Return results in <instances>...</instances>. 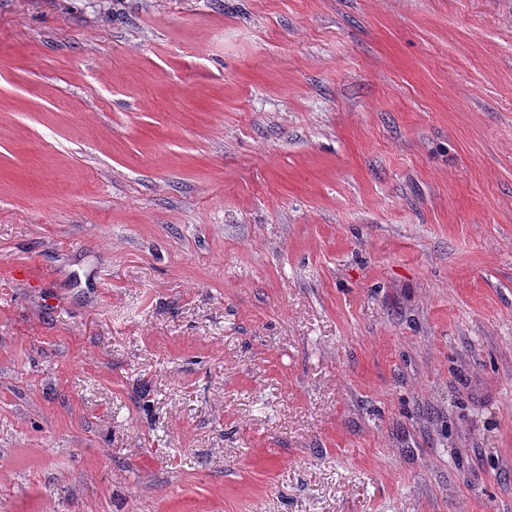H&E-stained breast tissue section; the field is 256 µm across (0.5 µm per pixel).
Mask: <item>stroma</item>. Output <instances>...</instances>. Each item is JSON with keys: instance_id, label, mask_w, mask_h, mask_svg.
<instances>
[{"instance_id": "stroma-1", "label": "stroma", "mask_w": 512, "mask_h": 512, "mask_svg": "<svg viewBox=\"0 0 512 512\" xmlns=\"http://www.w3.org/2000/svg\"><path fill=\"white\" fill-rule=\"evenodd\" d=\"M0 512H512V0H0Z\"/></svg>"}]
</instances>
